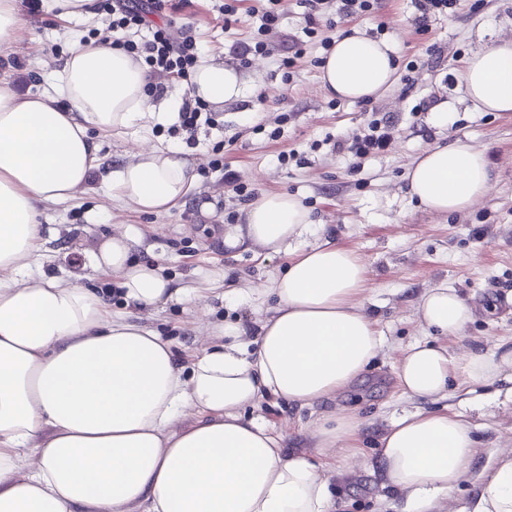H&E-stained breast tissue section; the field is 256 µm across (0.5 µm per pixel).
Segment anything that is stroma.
Masks as SVG:
<instances>
[{
  "instance_id": "obj_1",
  "label": "stroma",
  "mask_w": 512,
  "mask_h": 512,
  "mask_svg": "<svg viewBox=\"0 0 512 512\" xmlns=\"http://www.w3.org/2000/svg\"><path fill=\"white\" fill-rule=\"evenodd\" d=\"M253 5L254 0H242L237 14L226 18L217 0H189L185 7L167 9L165 16L175 25L194 26L202 55L234 62L237 47L257 35ZM279 11L280 32L271 51L248 56L242 64L251 87L242 102L224 109L222 126L201 128L189 146L170 137L166 127L154 128L152 145L185 147L198 171L184 202L165 214L138 213L112 199L101 178L93 177L69 200L41 206L39 265L76 284L105 287L111 276L90 265L83 246L130 224L142 237L135 259L160 262L175 286L193 284L214 270L226 272L227 282L245 293L236 300H209L207 322L238 321L252 332L275 304L258 291L282 274L288 258L225 243L246 202L226 187L224 173L232 171L250 193L298 196L321 222L306 243L326 237L363 258L367 284L356 302L372 318L384 345L363 381L335 401L301 407L271 397L256 413L274 433L293 436L294 446L305 451L321 417L355 416L360 428L353 461L339 454L326 459L341 512H399V498L383 487L379 475V444L393 416L419 406L403 395L396 372L402 352L425 337L415 315L417 296L445 281L473 306V319L462 331L438 340L449 355L469 349L490 354L512 341V112L474 110L462 81L472 52L512 40V0H456L452 11L433 17L424 30L414 23L416 0H377L372 12L349 17L332 8L310 13L304 0H281ZM311 16L316 36L307 40L293 68L283 71L286 38L302 34ZM71 28L52 13L27 14L17 39L0 46V78L21 93L47 88L69 52ZM353 29L369 37L383 34L399 47L395 84L367 102L340 100L320 86L322 40ZM443 106L448 123L440 126L433 117ZM375 112L396 123L381 156L360 160L325 145L326 136L351 133ZM457 137L486 152L493 183L485 198L464 213L438 214L409 198L405 174L423 150ZM283 155L289 163H280ZM216 157L222 158V167L209 169ZM138 316L174 343L180 363L201 349L203 322L191 303L143 309ZM494 391L479 382L449 389L445 404L469 421L478 454L472 474L435 512H464L477 490L475 472L488 458L512 454V401L495 397Z\"/></svg>"
}]
</instances>
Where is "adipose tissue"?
I'll list each match as a JSON object with an SVG mask.
<instances>
[{"instance_id": "obj_1", "label": "adipose tissue", "mask_w": 512, "mask_h": 512, "mask_svg": "<svg viewBox=\"0 0 512 512\" xmlns=\"http://www.w3.org/2000/svg\"><path fill=\"white\" fill-rule=\"evenodd\" d=\"M72 46L51 90L18 95L0 80V512H334L329 478L303 451L286 450L246 407L269 396L309 406L331 400L363 375L383 345L356 305L366 267L353 250L324 240L291 252L314 223L295 195L261 193L229 233L231 245L289 253L271 293L272 316L255 337L215 326L189 365L172 342L112 310L104 290L33 272L40 250L38 207L68 200L99 172L97 140L129 128L173 122L180 95L154 105L148 72L122 48ZM397 44L353 32L336 37L320 66L330 96L377 97L395 81ZM467 98L481 112H512V41L475 51L466 63ZM250 88L233 64L206 57L190 76L192 96L214 109ZM407 193L426 209L468 210L489 191L493 170L468 140L416 157ZM113 198L141 213L177 206L194 186L182 151L144 149L105 174ZM136 229L84 249L114 276L125 303L155 308L212 295L218 278L173 287L161 268L132 257ZM417 318L427 335L403 351L404 392L436 401L451 379L507 382L512 346L449 356L430 336H449L472 318L455 288L423 293ZM476 454L469 422L456 412L406 413L380 439L384 484L405 494L404 512H431L458 485ZM466 512H512V457L500 459Z\"/></svg>"}]
</instances>
